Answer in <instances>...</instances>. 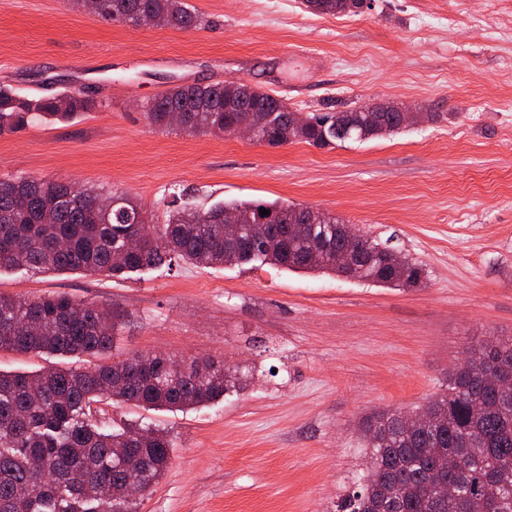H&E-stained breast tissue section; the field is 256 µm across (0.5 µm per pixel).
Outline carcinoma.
<instances>
[{
    "label": "carcinoma",
    "mask_w": 512,
    "mask_h": 512,
    "mask_svg": "<svg viewBox=\"0 0 512 512\" xmlns=\"http://www.w3.org/2000/svg\"><path fill=\"white\" fill-rule=\"evenodd\" d=\"M95 15L137 24L149 14L158 26L202 24L186 0H97ZM321 14H357L364 0H304ZM98 107L65 94L39 98L0 87V134L26 129L35 119L68 122ZM261 108L267 122L257 143L298 140L326 147L367 141L407 127L399 112L367 115L353 109L304 114L241 80L177 85L144 106L149 123L188 135H231L245 111ZM181 111L179 124L167 121ZM270 214L263 216L260 209ZM245 219L243 242L224 240V220ZM342 220L320 209L265 201L224 202L207 210L176 207L164 224H151L143 207L116 193L79 188L33 176L0 179V270H75L119 277L174 258L202 266L258 262L318 271L394 287H417L422 265L389 262L376 240L353 241ZM137 237L136 251L121 252ZM354 249L351 266L336 252ZM122 331L120 316L67 294L36 299L0 295V350L61 357L104 355ZM477 371L460 362L448 386L412 412L383 411L367 422L369 464L359 490L342 512H512V341L482 343L467 352ZM244 375L223 364L145 353L92 369L0 371V512H137L127 497L126 473L141 490L164 474L172 443L162 429L129 426L106 432L88 419L97 398L169 411L196 409L242 387ZM448 483L442 495L437 483Z\"/></svg>",
    "instance_id": "obj_1"
}]
</instances>
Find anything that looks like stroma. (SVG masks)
I'll list each match as a JSON object with an SVG mask.
<instances>
[{
    "mask_svg": "<svg viewBox=\"0 0 512 512\" xmlns=\"http://www.w3.org/2000/svg\"><path fill=\"white\" fill-rule=\"evenodd\" d=\"M191 30L106 22L72 0H0V86L101 106L0 135V178L135 198L153 223L180 192L205 210L288 201L330 212L426 270L390 288L268 265L180 260L123 277L0 271V295L65 293L121 313L106 362L162 351L249 370L184 412L105 398L92 420L169 431L138 512H337L368 458L366 421L448 383L467 346L512 339V0H189ZM242 80L304 113L410 104L429 120L364 143L272 147L162 131L142 105L176 86ZM365 0H304L308 9L321 14H357L363 7ZM310 9V10H311Z\"/></svg>",
    "mask_w": 512,
    "mask_h": 512,
    "instance_id": "35a3bbf8",
    "label": "stroma"
}]
</instances>
